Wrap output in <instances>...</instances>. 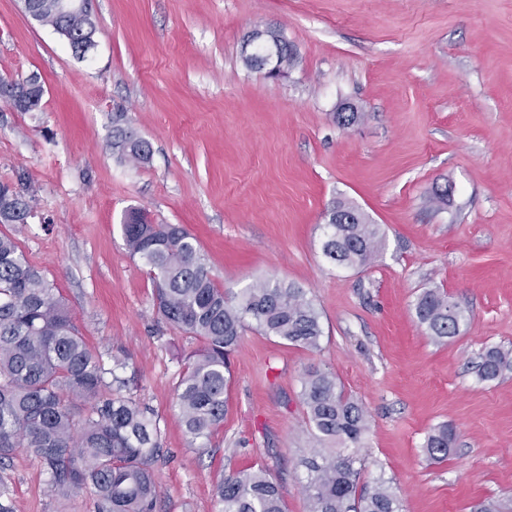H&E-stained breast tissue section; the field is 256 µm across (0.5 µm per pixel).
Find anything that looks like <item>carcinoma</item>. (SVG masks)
<instances>
[{
    "mask_svg": "<svg viewBox=\"0 0 512 512\" xmlns=\"http://www.w3.org/2000/svg\"><path fill=\"white\" fill-rule=\"evenodd\" d=\"M62 0H38L40 24L79 36L96 24L60 9ZM279 47V65L290 68L295 52L281 33L266 30ZM120 161L142 166L152 145L115 121L110 140ZM32 197L0 184V224L25 226ZM355 213L352 224L336 223V210ZM323 253L338 266H369L378 251V226L358 208L337 202L326 214ZM122 235L129 254L152 275L157 313L200 347L187 356L176 406L188 444L207 447L224 422L230 355L251 329L291 346L315 350L323 330L306 291L293 284L263 282L240 293L219 287L195 237L180 224H155L131 208ZM415 315L430 337L445 342L459 335L466 311L447 293L427 289ZM509 365V353L486 350L479 376L491 381ZM126 381L106 367L74 324L55 284L32 266L17 239L0 232V469L20 451L34 454L49 476L51 492L69 498L81 491L98 512H157L153 464L162 448L159 422L131 396ZM301 403L315 440L301 459L308 472V512H401L397 488L386 481L359 484L362 447L369 432L362 404L318 369L302 378ZM455 434L441 425L429 434L432 461L448 458ZM217 512H286L279 485L258 468L232 470L215 486Z\"/></svg>",
    "mask_w": 512,
    "mask_h": 512,
    "instance_id": "carcinoma-1",
    "label": "carcinoma"
}]
</instances>
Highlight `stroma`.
<instances>
[{
    "instance_id": "stroma-1",
    "label": "stroma",
    "mask_w": 512,
    "mask_h": 512,
    "mask_svg": "<svg viewBox=\"0 0 512 512\" xmlns=\"http://www.w3.org/2000/svg\"><path fill=\"white\" fill-rule=\"evenodd\" d=\"M97 48L76 59L23 0H0V77L38 74V110L0 103V182L34 200L19 234L75 323L160 424L158 512H216L231 470L265 468L286 512H308L300 460L312 446L300 400L312 366L366 409L362 481L398 488L403 512H470L512 498V367L477 365L512 349V0H91ZM296 52L277 78L248 69L255 28ZM359 114L338 125L342 105ZM150 141L149 164L108 147L116 113ZM446 193L436 202L438 193ZM343 200L380 229L373 263L323 253L325 214ZM183 225L218 285L304 288L321 348L246 331L231 356L224 423L192 448L175 407L196 343L154 305L147 267L121 233L127 210ZM438 288L469 315L435 342L414 304ZM447 461L424 448L439 425ZM0 477L15 512H96L90 494L48 490L35 455ZM511 364L509 353L496 347L486 350L479 365V376L484 381H491L498 378L502 370ZM454 441L455 434L451 429H448V425L438 426L429 434L425 452L430 460L443 461L448 458Z\"/></svg>"
}]
</instances>
